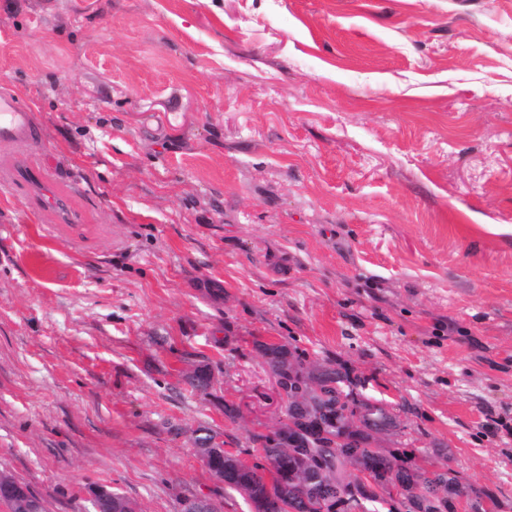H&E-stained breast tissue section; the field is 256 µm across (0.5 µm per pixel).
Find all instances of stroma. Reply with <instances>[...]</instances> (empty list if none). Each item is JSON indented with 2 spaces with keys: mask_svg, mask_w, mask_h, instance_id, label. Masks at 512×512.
Segmentation results:
<instances>
[{
  "mask_svg": "<svg viewBox=\"0 0 512 512\" xmlns=\"http://www.w3.org/2000/svg\"><path fill=\"white\" fill-rule=\"evenodd\" d=\"M1 86L75 217L0 185V471L48 512H250L193 432L251 458L259 340L512 512V0H0Z\"/></svg>",
  "mask_w": 512,
  "mask_h": 512,
  "instance_id": "35a3bbf8",
  "label": "stroma"
}]
</instances>
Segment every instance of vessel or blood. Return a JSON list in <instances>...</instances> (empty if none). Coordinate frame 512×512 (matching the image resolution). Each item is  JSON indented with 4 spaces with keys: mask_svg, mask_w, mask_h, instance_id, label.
Wrapping results in <instances>:
<instances>
[{
    "mask_svg": "<svg viewBox=\"0 0 512 512\" xmlns=\"http://www.w3.org/2000/svg\"><path fill=\"white\" fill-rule=\"evenodd\" d=\"M0 145L13 148L21 158L16 169L0 174V182L43 190L48 207H62L50 169L41 158L43 137L33 113L14 92L4 87L0 88Z\"/></svg>",
    "mask_w": 512,
    "mask_h": 512,
    "instance_id": "obj_1",
    "label": "vessel or blood"
}]
</instances>
